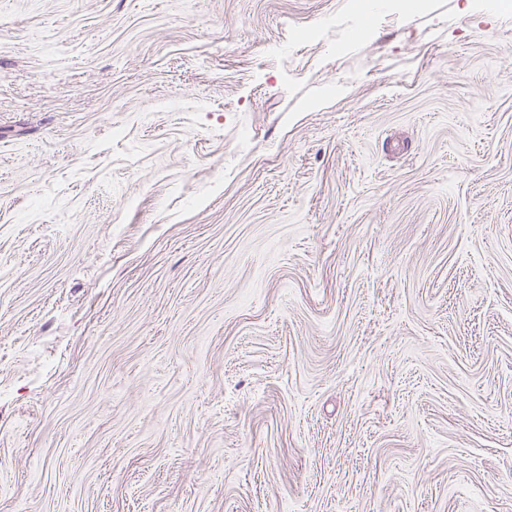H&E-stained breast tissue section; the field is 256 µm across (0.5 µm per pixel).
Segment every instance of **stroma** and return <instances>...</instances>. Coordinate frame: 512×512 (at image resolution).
<instances>
[{
  "instance_id": "35a3bbf8",
  "label": "stroma",
  "mask_w": 512,
  "mask_h": 512,
  "mask_svg": "<svg viewBox=\"0 0 512 512\" xmlns=\"http://www.w3.org/2000/svg\"><path fill=\"white\" fill-rule=\"evenodd\" d=\"M0 512H512V0H0Z\"/></svg>"
}]
</instances>
